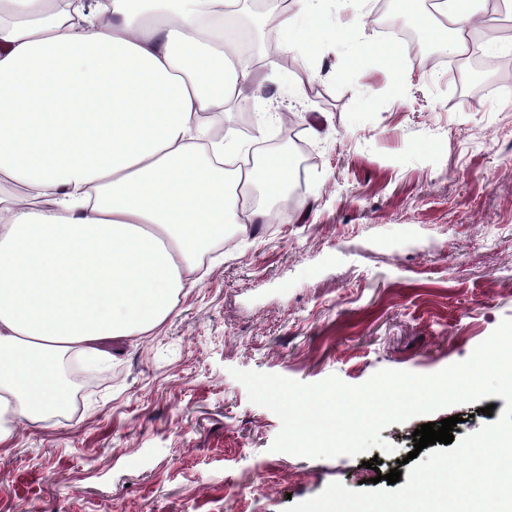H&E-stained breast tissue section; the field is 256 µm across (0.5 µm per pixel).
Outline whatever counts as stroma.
<instances>
[{"label":"stroma","mask_w":512,"mask_h":512,"mask_svg":"<svg viewBox=\"0 0 512 512\" xmlns=\"http://www.w3.org/2000/svg\"><path fill=\"white\" fill-rule=\"evenodd\" d=\"M378 0H325L327 30L363 23L393 49L386 67L354 61L330 38L267 37L254 66L255 109L306 98L300 137L305 216L248 233L224 228L195 288L156 331L110 346L96 384L21 422L0 451V512H286L338 482L409 472L412 434L459 416L462 438L500 418L486 397L388 425L394 453L306 458L273 450L279 418L252 404L233 370L312 384L360 385L383 369L432 374L466 360L512 318V88H462L438 39L410 45L369 24ZM294 60L268 63L270 49ZM492 407L484 415L483 407Z\"/></svg>","instance_id":"1"}]
</instances>
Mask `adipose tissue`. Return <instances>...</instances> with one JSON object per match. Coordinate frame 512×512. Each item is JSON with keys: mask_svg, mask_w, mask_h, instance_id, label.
<instances>
[{"mask_svg": "<svg viewBox=\"0 0 512 512\" xmlns=\"http://www.w3.org/2000/svg\"><path fill=\"white\" fill-rule=\"evenodd\" d=\"M237 0H0V447L65 402L57 355L159 327L203 247L281 196L292 159L247 171L209 114L253 94L224 8ZM488 0H440L462 53Z\"/></svg>", "mask_w": 512, "mask_h": 512, "instance_id": "1", "label": "adipose tissue"}]
</instances>
